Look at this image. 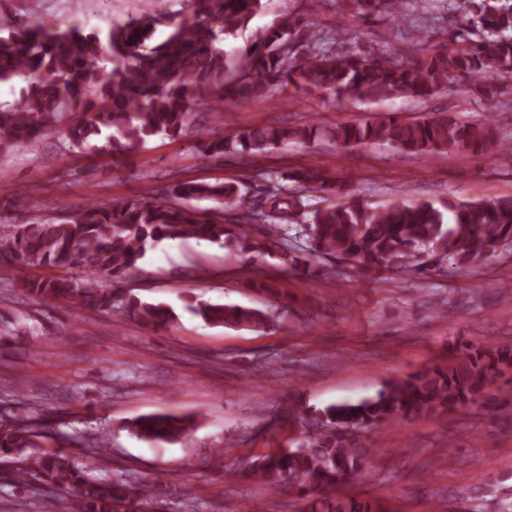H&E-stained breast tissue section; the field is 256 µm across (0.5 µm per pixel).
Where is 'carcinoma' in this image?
<instances>
[{"mask_svg": "<svg viewBox=\"0 0 512 512\" xmlns=\"http://www.w3.org/2000/svg\"><path fill=\"white\" fill-rule=\"evenodd\" d=\"M458 5L466 20L450 44L421 55L396 59L384 50L340 52L336 40L316 34L300 18L287 17L258 36L244 56L224 51L226 37L247 28L264 0H185L170 13H148L106 31L85 30L32 18L0 35V84H20L19 97L0 105V153L28 147L58 125L66 126L73 146L101 141L102 151L124 143L142 144L157 136L176 137L193 127L200 107L263 100L278 84L319 90L339 99L377 103L394 98L427 99L454 80L481 82L497 77L512 83V0H441ZM405 0H343L350 17L401 14ZM163 38L155 39L158 31ZM494 121L462 122L444 112L411 118L398 113L362 122L321 128L315 122L248 128L231 139L201 145L208 157L222 158L241 148L253 155L279 144L302 146L323 136L351 148L390 145L417 155L492 152L512 154V142L495 140ZM291 189H273L257 205L234 183L180 181L168 198L150 194L90 201L51 220L16 224L0 233V264L76 268L77 274L29 278L25 296L38 304L63 303L110 312L152 327L176 317L174 310L138 297L123 299L102 285L136 267L146 247L161 240L215 241L238 252L248 265L275 255L281 271L309 273L319 259L344 262L362 279L390 272L425 274L443 261L454 269L477 266L512 245V197L441 204L397 200L372 208L355 196L346 179L314 167L287 176ZM314 191L338 199L329 207L306 202ZM216 203L205 214L191 201ZM227 212L226 219L220 213ZM295 231L296 245L288 247ZM250 287L274 299L283 296L277 281L259 274ZM188 308L209 325L264 330L271 315L240 305L196 300ZM512 368V345L471 344L445 364L428 366L386 383L371 397L342 401L318 412V430L295 449L257 457L227 481L263 485L272 496L294 494L306 501L303 512H388L380 503L340 498L336 488L354 480L378 449L359 433L388 420L448 414L483 400L489 385ZM150 442L185 443L194 429L191 416L142 415L126 424ZM44 422L0 424V457L25 455L9 479L34 478L65 493L66 512H144L159 485L104 480L74 454L46 449Z\"/></svg>", "mask_w": 512, "mask_h": 512, "instance_id": "cac0c4a2", "label": "carcinoma"}]
</instances>
